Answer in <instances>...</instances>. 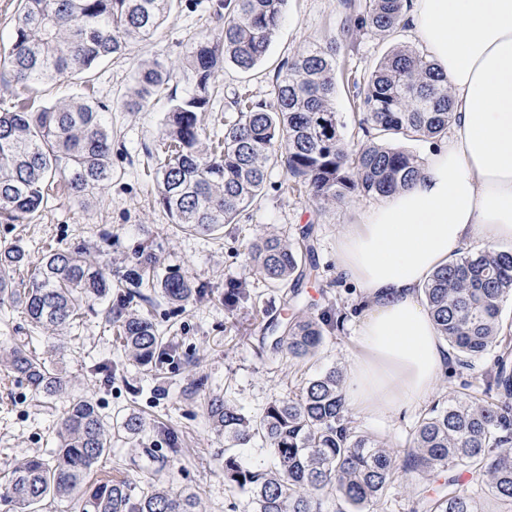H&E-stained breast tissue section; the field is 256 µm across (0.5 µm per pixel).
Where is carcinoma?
<instances>
[{"label":"carcinoma","instance_id":"carcinoma-1","mask_svg":"<svg viewBox=\"0 0 512 512\" xmlns=\"http://www.w3.org/2000/svg\"><path fill=\"white\" fill-rule=\"evenodd\" d=\"M176 0H18L15 36L0 51L27 90L76 77L90 82L102 61L145 40ZM285 0H222L217 43L191 44L180 66L193 88L171 102L152 169L158 200L177 230L215 233L235 224L256 203L276 166L288 175L291 191L306 193L317 206L354 197H386L413 183L422 159L386 141L448 134L453 119L448 84L419 48L400 44L383 54L369 74L348 73L347 88L357 104L358 128L366 142L350 146L339 133L333 98L336 43H311L277 73L272 99L257 102L247 90L235 95L236 115L224 133H209L203 113L215 93V75L230 62L248 72L265 58L278 30ZM351 10L344 37L360 32L394 33L404 28L405 0H345ZM170 70L157 63L138 72L122 101L143 109L160 94ZM101 105L88 94L38 107L19 100L0 109V218L34 217L57 189L83 201L112 180V130ZM314 225L300 228L296 241L268 233L248 245L253 267L289 291L291 315L273 327L272 351L295 359L316 356L327 319L297 308L299 289L318 276ZM156 257L147 246L118 277L124 292L112 297V275L88 263L78 249H50L34 264L19 245L0 247V305L20 306L36 328H67L80 322L86 305L108 301L106 320L131 358L153 363L164 345L152 320L128 311L144 288L159 289L174 303H186L204 288L171 273L151 277ZM30 271L23 290L14 273ZM428 311L448 345L469 368L496 353L481 396L450 400L424 413L399 455L357 430L344 404V376L332 368L305 382L296 398L278 400L260 415L245 413L213 393L204 399L214 429L224 435V480L246 495L245 512H323L331 495L350 512H385V500L414 476L445 475L435 496L418 493L422 512H481L462 489L465 471L492 495L512 502V323L502 317L512 297V251L484 248L460 253L423 285ZM249 298L241 283L224 291V306ZM10 370L45 397L67 389L70 380L33 354L30 344L8 354ZM121 428L132 441L146 421L128 415ZM260 439L272 461L247 467L238 449ZM50 458L30 456L14 465L8 494L17 512H41L48 498L80 500V512H198L199 498L152 483L138 497L124 481L86 484L111 448V434L98 404L74 396L56 432Z\"/></svg>","mask_w":512,"mask_h":512}]
</instances>
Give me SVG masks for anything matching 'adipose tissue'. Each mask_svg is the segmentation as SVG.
Here are the masks:
<instances>
[{
	"label": "adipose tissue",
	"mask_w": 512,
	"mask_h": 512,
	"mask_svg": "<svg viewBox=\"0 0 512 512\" xmlns=\"http://www.w3.org/2000/svg\"><path fill=\"white\" fill-rule=\"evenodd\" d=\"M404 21L448 80L453 120L413 185L336 244L363 314L346 408L389 416L422 404L452 354L421 287L464 244H512V0H409Z\"/></svg>",
	"instance_id": "adipose-tissue-1"
}]
</instances>
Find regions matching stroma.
<instances>
[{
  "mask_svg": "<svg viewBox=\"0 0 512 512\" xmlns=\"http://www.w3.org/2000/svg\"><path fill=\"white\" fill-rule=\"evenodd\" d=\"M217 2L179 0L150 41L129 44L124 55L108 59L93 71L96 97L109 109L111 182L95 190L86 203L58 195L33 221L0 223L2 246L20 245L35 259L51 245L79 246L94 265L115 272L130 265L146 242L158 258V276L176 271L204 287L201 295L182 305L168 303L156 293L150 301L132 303L133 311L151 312L159 332L172 344L168 355L153 366L129 360L103 317V303L87 310L77 326L41 333L21 308L0 307V358L6 357L18 338L30 336L37 356L75 382L71 392L48 400L0 365V512H14L5 496L13 465L54 448L57 425L75 394L98 403L112 432V448L97 464L95 478L127 481L136 495L159 481L178 492L196 493L204 512H244L245 495L231 493L224 482V438L214 431L201 405L203 397L223 394L256 415L277 399L299 395L305 381L316 374L333 367L345 371L351 364L358 292L336 275V243L345 225L361 222L375 198L318 208L307 197L283 191L288 177L278 167L257 204L243 212L238 223L225 225L213 235L178 233L157 201L148 152L159 140L172 99L186 95L190 82L178 70L163 93L143 110L129 111L121 105L142 65L179 62L193 40L218 38L213 16ZM346 14L343 0H287L263 62L249 73L229 64L218 73V92L206 112L209 130L223 132L225 121L234 116L232 101L241 88H249L255 100H270L279 68L310 43L339 40ZM415 41L406 28L389 37L361 33L352 45H341L337 58L341 67L364 73L393 44ZM310 223L316 229L319 276L303 284L299 300L316 314L324 310L344 314V329L328 334L310 361L271 358L259 349L264 328L271 318L286 316L288 306L282 290L253 269L247 245L271 231L296 236L300 227ZM238 281L246 282L252 299L227 308L224 290ZM492 364L488 354L472 369L454 368L439 379L432 402L444 403L481 389V373ZM130 414L148 423L134 444L121 428ZM355 421L361 432L401 452L417 419L359 414Z\"/></svg>",
  "mask_w": 512,
  "mask_h": 512,
  "instance_id": "35a3bbf8",
  "label": "stroma"
}]
</instances>
